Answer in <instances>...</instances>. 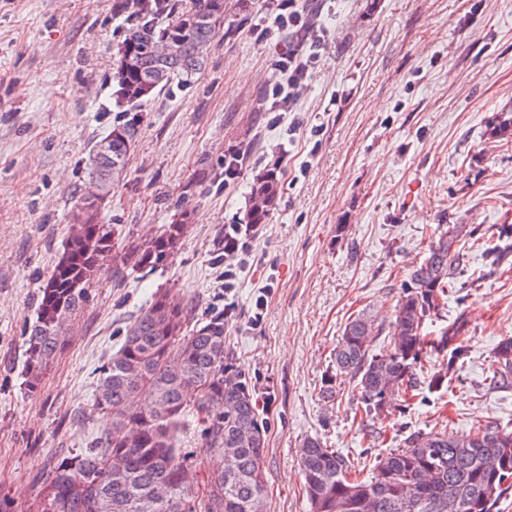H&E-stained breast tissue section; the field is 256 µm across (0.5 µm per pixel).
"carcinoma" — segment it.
Listing matches in <instances>:
<instances>
[{
	"label": "carcinoma",
	"mask_w": 512,
	"mask_h": 512,
	"mask_svg": "<svg viewBox=\"0 0 512 512\" xmlns=\"http://www.w3.org/2000/svg\"><path fill=\"white\" fill-rule=\"evenodd\" d=\"M123 18V40L112 67L119 116L91 150V169L72 215L63 252L38 293L36 319L25 329L26 389H38L63 348L77 315L92 300L91 285L112 260V278L126 269H154L181 240L185 225L126 248L116 230L86 208L89 190L106 199L127 176L138 140L142 106L174 79L190 81L205 66L224 13V0H112ZM279 193L263 173L252 187L247 223L262 224ZM500 244L484 249L486 265L512 267V224L495 226ZM481 232L449 224L411 266L394 307L390 330L366 315L351 319L336 347L334 370L321 397L336 400L350 384L365 414L384 420L390 401L420 385L438 391L467 358L466 319L439 335L426 332L458 275L467 270L466 243ZM187 310L163 293L125 330L119 350L102 366L96 406L112 415V432L84 451L49 462V489L38 512H267L262 463L267 422L251 381L225 349L224 312L184 332ZM388 333L378 349L376 337ZM434 361L420 379L417 370ZM493 385L512 382V336L493 353ZM203 414L201 436L215 469L198 484L176 448L187 408ZM310 512H496L512 494V431L486 426L473 434L413 432L403 448L379 458L361 476L350 459L317 437L300 448Z\"/></svg>",
	"instance_id": "obj_1"
}]
</instances>
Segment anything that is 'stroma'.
Segmentation results:
<instances>
[{"instance_id": "1", "label": "stroma", "mask_w": 512, "mask_h": 512, "mask_svg": "<svg viewBox=\"0 0 512 512\" xmlns=\"http://www.w3.org/2000/svg\"><path fill=\"white\" fill-rule=\"evenodd\" d=\"M278 2L225 0L204 69L144 106L128 175L99 220L123 244L180 222L185 233L163 265L126 270L121 287L99 276L30 392L23 332L63 251L89 152L118 113L111 72L123 32L112 0H0V498L14 512H34L52 457L111 429L94 405L100 369L165 291L190 321L226 314V348L268 423V512H309L298 468L306 438L370 467L417 431L512 430V387H494L488 370L512 336V270L488 271L478 246L464 289H449L428 325L435 334L461 315L469 323L450 390L396 407L380 438L351 387L330 407L320 397L345 324L363 312L389 320L438 225L479 227L492 245V226L512 224V140L491 135L512 116V0H301L321 49L275 125L266 92L291 39ZM232 145L244 159L228 181ZM270 169L279 199L225 288L224 227L245 223L253 183ZM186 422L178 446L202 481L213 459L196 414Z\"/></svg>"}]
</instances>
